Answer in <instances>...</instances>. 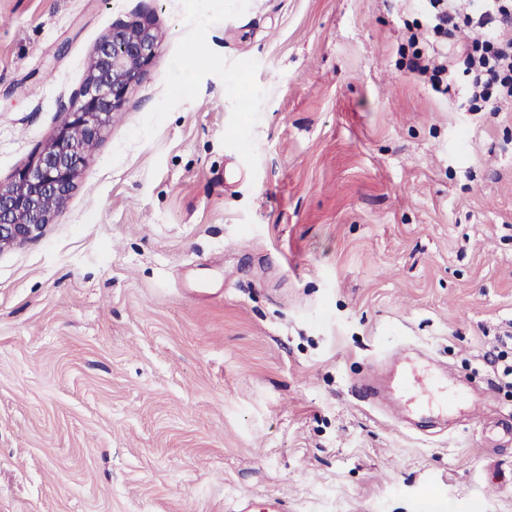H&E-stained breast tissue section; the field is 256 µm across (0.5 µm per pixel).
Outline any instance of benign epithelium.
Returning a JSON list of instances; mask_svg holds the SVG:
<instances>
[{
    "label": "benign epithelium",
    "instance_id": "7a95c632",
    "mask_svg": "<svg viewBox=\"0 0 512 512\" xmlns=\"http://www.w3.org/2000/svg\"><path fill=\"white\" fill-rule=\"evenodd\" d=\"M157 44L150 23L132 21L113 26L93 46L86 82L52 140L8 185H0V249L39 236L51 223L86 163L85 143L98 140L123 107L129 88L156 58ZM76 127L84 131L85 142L73 139Z\"/></svg>",
    "mask_w": 512,
    "mask_h": 512
}]
</instances>
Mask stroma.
I'll use <instances>...</instances> for the list:
<instances>
[{"label":"stroma","mask_w":512,"mask_h":512,"mask_svg":"<svg viewBox=\"0 0 512 512\" xmlns=\"http://www.w3.org/2000/svg\"><path fill=\"white\" fill-rule=\"evenodd\" d=\"M415 7L0 0L2 185L113 25L159 35L61 213L0 250V512H512L481 427L512 418L483 359L512 348V112L398 69ZM420 351L478 407L351 394ZM288 501L284 498L265 495L261 499L246 498L240 501L235 512H290Z\"/></svg>","instance_id":"stroma-1"}]
</instances>
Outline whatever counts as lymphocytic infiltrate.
<instances>
[{"label":"lymphocytic infiltrate","mask_w":512,"mask_h":512,"mask_svg":"<svg viewBox=\"0 0 512 512\" xmlns=\"http://www.w3.org/2000/svg\"><path fill=\"white\" fill-rule=\"evenodd\" d=\"M432 32L465 28L467 38L456 53L414 32L415 50L407 65L416 76L441 88L444 74H462L466 101L492 111L512 108V0H421Z\"/></svg>","instance_id":"f902f5d3"}]
</instances>
